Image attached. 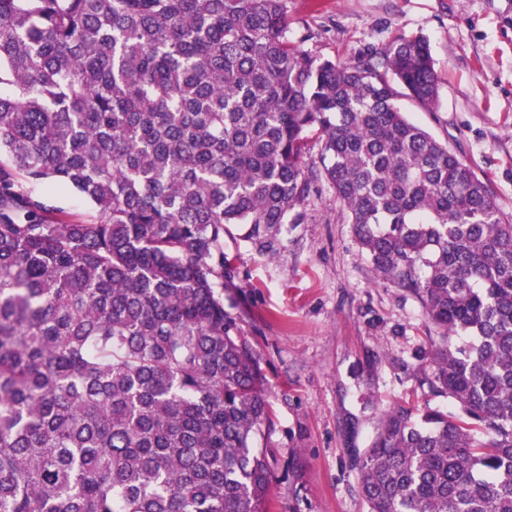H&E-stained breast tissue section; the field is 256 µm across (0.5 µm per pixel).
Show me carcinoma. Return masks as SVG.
<instances>
[{"label": "carcinoma", "instance_id": "cac0c4a2", "mask_svg": "<svg viewBox=\"0 0 512 512\" xmlns=\"http://www.w3.org/2000/svg\"><path fill=\"white\" fill-rule=\"evenodd\" d=\"M401 96L437 101L426 37L317 58L285 0H0V512H269L224 225L300 220L320 176L457 407L385 412L368 512H512V224Z\"/></svg>", "mask_w": 512, "mask_h": 512}]
</instances>
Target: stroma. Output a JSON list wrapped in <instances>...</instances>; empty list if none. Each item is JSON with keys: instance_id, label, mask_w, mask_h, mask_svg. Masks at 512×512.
I'll use <instances>...</instances> for the list:
<instances>
[{"instance_id": "35a3bbf8", "label": "stroma", "mask_w": 512, "mask_h": 512, "mask_svg": "<svg viewBox=\"0 0 512 512\" xmlns=\"http://www.w3.org/2000/svg\"><path fill=\"white\" fill-rule=\"evenodd\" d=\"M285 3L289 38L321 58H360L397 32L427 37L437 102L399 106L485 178L512 217V0ZM300 210L302 221L258 238L225 225L224 309L274 390L275 425L258 440L273 474L270 512H367L352 457L383 413L409 399L454 409L417 370L440 333L416 297L380 279L326 181Z\"/></svg>"}]
</instances>
